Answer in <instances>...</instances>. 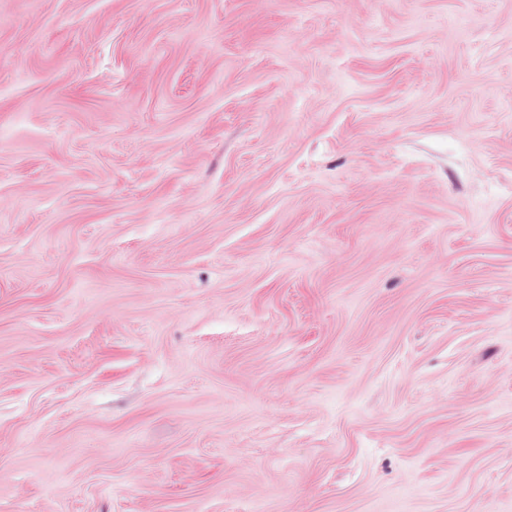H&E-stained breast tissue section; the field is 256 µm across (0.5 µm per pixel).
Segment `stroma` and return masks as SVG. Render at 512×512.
Listing matches in <instances>:
<instances>
[{"label": "stroma", "instance_id": "stroma-1", "mask_svg": "<svg viewBox=\"0 0 512 512\" xmlns=\"http://www.w3.org/2000/svg\"><path fill=\"white\" fill-rule=\"evenodd\" d=\"M0 512H512V0H0Z\"/></svg>", "mask_w": 512, "mask_h": 512}]
</instances>
